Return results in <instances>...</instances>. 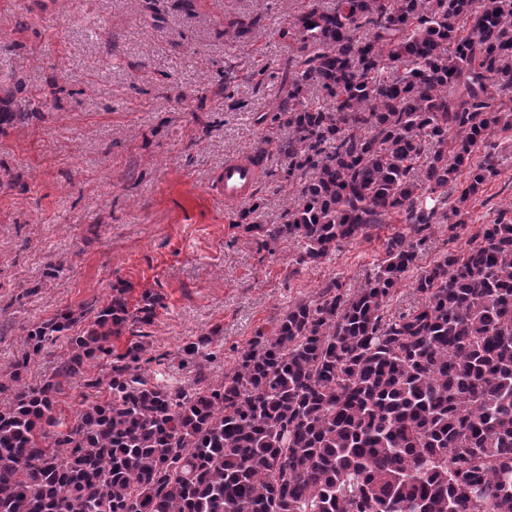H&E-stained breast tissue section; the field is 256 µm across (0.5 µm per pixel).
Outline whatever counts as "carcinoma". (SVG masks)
Returning <instances> with one entry per match:
<instances>
[{"mask_svg": "<svg viewBox=\"0 0 512 512\" xmlns=\"http://www.w3.org/2000/svg\"><path fill=\"white\" fill-rule=\"evenodd\" d=\"M262 22L228 16L224 37ZM277 36L295 50L253 160H284L280 221L247 222L261 195L235 223L302 243L299 266L394 220L405 231L362 288L288 305L218 378L207 354L173 382L142 341L116 351L112 336L155 317L149 292L129 312L124 285L79 335L70 311L28 330L0 374V512H512V216L418 264L432 225L456 240L499 175L487 144L512 133V0H306ZM218 74L226 92L241 78L233 62ZM49 86L34 112L57 106ZM414 270L420 301L390 313ZM62 339L54 376L27 383ZM94 363L96 401L51 434L62 381Z\"/></svg>", "mask_w": 512, "mask_h": 512, "instance_id": "carcinoma-1", "label": "carcinoma"}]
</instances>
